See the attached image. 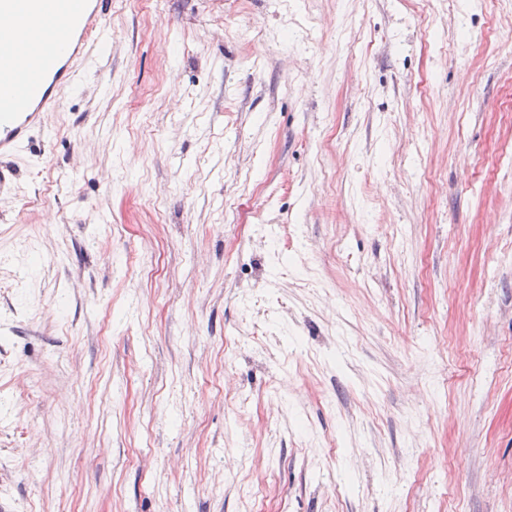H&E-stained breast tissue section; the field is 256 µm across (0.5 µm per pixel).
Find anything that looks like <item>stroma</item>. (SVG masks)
Masks as SVG:
<instances>
[{"mask_svg": "<svg viewBox=\"0 0 512 512\" xmlns=\"http://www.w3.org/2000/svg\"><path fill=\"white\" fill-rule=\"evenodd\" d=\"M0 159V512H512V0H109Z\"/></svg>", "mask_w": 512, "mask_h": 512, "instance_id": "obj_1", "label": "stroma"}]
</instances>
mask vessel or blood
<instances>
[{
	"mask_svg": "<svg viewBox=\"0 0 512 512\" xmlns=\"http://www.w3.org/2000/svg\"><path fill=\"white\" fill-rule=\"evenodd\" d=\"M105 0H0V156L29 143L98 51L111 43Z\"/></svg>",
	"mask_w": 512,
	"mask_h": 512,
	"instance_id": "vessel-or-blood-1",
	"label": "vessel or blood"
}]
</instances>
